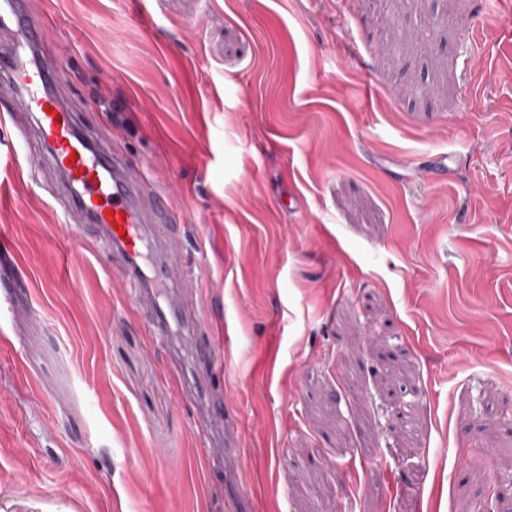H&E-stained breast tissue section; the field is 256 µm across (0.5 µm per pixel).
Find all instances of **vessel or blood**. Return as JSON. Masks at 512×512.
I'll list each match as a JSON object with an SVG mask.
<instances>
[{
	"label": "vessel or blood",
	"instance_id": "b4317fda",
	"mask_svg": "<svg viewBox=\"0 0 512 512\" xmlns=\"http://www.w3.org/2000/svg\"><path fill=\"white\" fill-rule=\"evenodd\" d=\"M0 32L10 37L0 49V97L16 138L36 141L63 189L67 219L97 233L117 262L154 346L166 353L195 409L208 459L224 458V363L201 336L188 294L192 274L173 251L179 232L169 195L149 187L144 170L131 167L107 137L81 127L59 85L62 60L47 46L29 0H0Z\"/></svg>",
	"mask_w": 512,
	"mask_h": 512
}]
</instances>
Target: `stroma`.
<instances>
[{
  "mask_svg": "<svg viewBox=\"0 0 512 512\" xmlns=\"http://www.w3.org/2000/svg\"><path fill=\"white\" fill-rule=\"evenodd\" d=\"M31 3L180 212L238 453L6 125L0 512H512V0Z\"/></svg>",
  "mask_w": 512,
  "mask_h": 512,
  "instance_id": "obj_1",
  "label": "stroma"
}]
</instances>
